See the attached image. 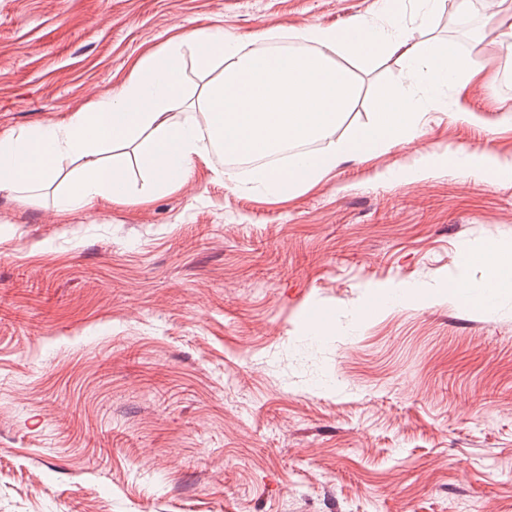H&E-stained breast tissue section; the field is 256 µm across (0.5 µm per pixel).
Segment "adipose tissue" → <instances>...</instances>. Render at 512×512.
<instances>
[{"mask_svg": "<svg viewBox=\"0 0 512 512\" xmlns=\"http://www.w3.org/2000/svg\"><path fill=\"white\" fill-rule=\"evenodd\" d=\"M288 38L309 45V52L259 49ZM496 38L508 51L488 59L464 58L455 47L439 49L431 40H412L405 30L367 22L246 36L199 27L184 40L142 55L118 91L35 128L0 134V193L31 201L54 189L53 207L63 221L96 204L144 205L157 194L177 191L198 165L212 166L217 154L264 156L322 143L321 152L295 153L253 174L266 197L301 194L346 158L384 153L413 138L425 112L445 93L453 95L454 119L480 122L469 90L493 83L512 67V25L497 29ZM187 48L204 79L194 98L181 65ZM394 54L408 59L406 78L375 102L367 127L337 136L361 91L343 59L366 67ZM448 163L478 178L512 176V157L452 145L420 156L410 174L420 179ZM134 166L147 172L148 181H133Z\"/></svg>", "mask_w": 512, "mask_h": 512, "instance_id": "1", "label": "adipose tissue"}]
</instances>
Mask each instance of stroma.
<instances>
[{
    "label": "stroma",
    "mask_w": 512,
    "mask_h": 512,
    "mask_svg": "<svg viewBox=\"0 0 512 512\" xmlns=\"http://www.w3.org/2000/svg\"><path fill=\"white\" fill-rule=\"evenodd\" d=\"M378 0H0V133L118 89L193 27L339 26ZM500 0L423 20L469 55ZM408 66L357 67L339 135ZM483 125L425 114L286 201L216 161L144 206L58 223L0 194V512H512V289L483 309L463 253L512 243V181L440 167L453 144L512 155V71L474 88ZM421 301L389 299L388 285Z\"/></svg>",
    "instance_id": "stroma-1"
}]
</instances>
